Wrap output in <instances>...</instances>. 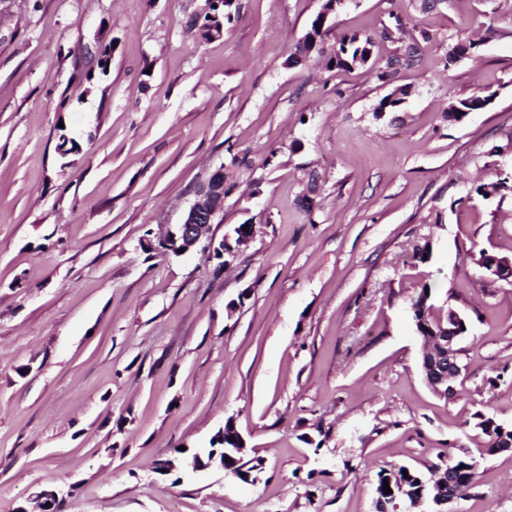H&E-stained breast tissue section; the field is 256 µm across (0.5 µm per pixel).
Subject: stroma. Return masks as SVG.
<instances>
[{
    "label": "stroma",
    "instance_id": "1",
    "mask_svg": "<svg viewBox=\"0 0 512 512\" xmlns=\"http://www.w3.org/2000/svg\"><path fill=\"white\" fill-rule=\"evenodd\" d=\"M323 2L234 0L205 41L206 0H0V512L60 486L64 512H376L381 469L462 448L477 484L452 512H512V454L474 418L512 425V284L472 260L512 256V190L478 191L512 173V0H344L333 31L370 60L290 62ZM223 165L214 236L256 227L232 268L148 258ZM426 284L470 320L450 399L420 371ZM229 419L256 483L155 472ZM418 56L416 42H408L397 47L394 54L387 60L385 70L381 71L379 78L382 80L395 76L401 68L412 66Z\"/></svg>",
    "mask_w": 512,
    "mask_h": 512
}]
</instances>
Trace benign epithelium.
Instances as JSON below:
<instances>
[{
    "mask_svg": "<svg viewBox=\"0 0 512 512\" xmlns=\"http://www.w3.org/2000/svg\"><path fill=\"white\" fill-rule=\"evenodd\" d=\"M224 211V167H219L210 176L203 187L200 198L185 212L181 223L168 229L162 238L166 245L177 254H184L197 246L212 258L215 254H224V241L216 240L211 234V226ZM488 274L492 280L507 281L512 284V257L490 256L486 261ZM448 328L437 334L433 341L423 346L421 352V371L428 387L436 394L453 397L457 393L456 383L465 371L460 359V343L464 338L461 330L463 319L454 311H448ZM209 468H224V455L214 454L208 463H203L201 455L195 453L186 464V471L197 473ZM440 485H448V496L437 498L440 509L453 502L461 493L456 488L457 481L443 473H438Z\"/></svg>",
    "mask_w": 512,
    "mask_h": 512,
    "instance_id": "obj_1",
    "label": "benign epithelium"
}]
</instances>
